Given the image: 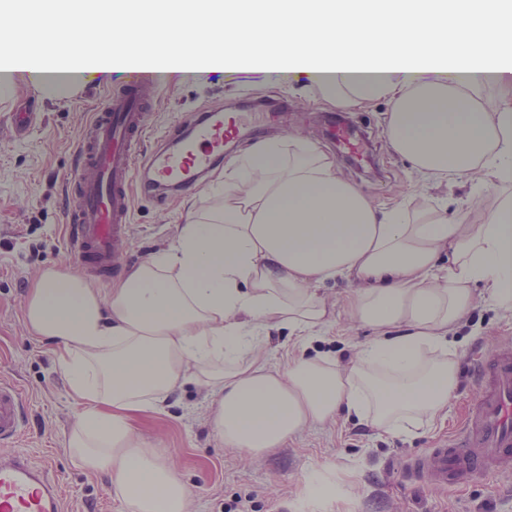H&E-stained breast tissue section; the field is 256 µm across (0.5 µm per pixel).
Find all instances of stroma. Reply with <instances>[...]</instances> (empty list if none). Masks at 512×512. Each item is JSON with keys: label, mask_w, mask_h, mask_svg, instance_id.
<instances>
[{"label": "stroma", "mask_w": 512, "mask_h": 512, "mask_svg": "<svg viewBox=\"0 0 512 512\" xmlns=\"http://www.w3.org/2000/svg\"><path fill=\"white\" fill-rule=\"evenodd\" d=\"M130 79L112 74L75 93L52 94L17 75L0 92V379L21 385L27 423L15 447L38 460L50 457L52 475L64 496L63 512H125L107 476L82 470L66 448V436L79 407L56 369L53 346L35 337L23 321L29 288L45 269L63 266L77 275L84 267L67 249L66 181L76 164L79 133L101 110L111 89ZM33 102L43 119L26 136H15L10 114ZM285 106L288 121L265 131L268 106ZM222 107L244 115L246 132L236 141L244 150L256 138L301 137L335 152L339 173L383 206L422 204L430 200L456 210L461 189L436 185L419 177L412 164L395 155L384 133L390 110L378 100L346 115L373 142V165L359 166L339 154L324 135L335 101L308 78L270 74L242 63L215 67L197 76L161 87L149 115L151 138L190 128L198 113ZM224 197V171L188 192L162 198L137 196L129 237L112 265L110 276H92L110 288L125 270L165 248L189 214L214 209ZM347 283H328L321 293L332 306L333 325L308 344L311 352L347 362L368 342L367 328L350 324L342 306ZM494 348L512 350V313L476 302L457 333L458 384L448 413L417 436L381 434L369 425L339 415L336 421L312 428L281 447L253 456L224 447L212 434L206 385L191 382L167 401L162 412H145L134 420L140 437L160 448L178 467L193 491L194 512H512V467L466 486L438 487L427 474L409 479L408 461L443 439H454L471 409L476 358ZM340 485L344 507L317 499L306 487Z\"/></svg>", "instance_id": "35a3bbf8"}]
</instances>
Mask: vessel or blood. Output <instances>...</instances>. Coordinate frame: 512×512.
Segmentation results:
<instances>
[{"mask_svg": "<svg viewBox=\"0 0 512 512\" xmlns=\"http://www.w3.org/2000/svg\"><path fill=\"white\" fill-rule=\"evenodd\" d=\"M164 75L133 72L125 88L110 92L106 106L85 125L77 165L69 178L68 246L82 264L112 268L128 235L132 188L188 190L204 183L224 157L225 144L240 134L241 117L217 109L203 113L183 145L173 136L147 157L137 150L148 128V101ZM337 145L352 159L370 155L368 142L345 125L331 127ZM476 392L465 433L454 445L439 443L415 456L409 475L427 474L434 485L456 486L512 464V350L487 354L475 367ZM25 425L23 396L15 383L0 382V512H62V489L12 445Z\"/></svg>", "mask_w": 512, "mask_h": 512, "instance_id": "1", "label": "vessel or blood"}]
</instances>
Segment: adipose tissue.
Masks as SVG:
<instances>
[{
	"mask_svg": "<svg viewBox=\"0 0 512 512\" xmlns=\"http://www.w3.org/2000/svg\"><path fill=\"white\" fill-rule=\"evenodd\" d=\"M65 43L52 55L0 53L14 73L97 78L122 53L88 57L72 38L88 18H175L170 69L234 62L257 42L271 71L317 78L338 107L390 106L393 152L430 179L480 174L490 212L453 218L435 203L375 206L323 148L298 138L255 142L224 168V204L189 217L173 242L102 290L60 267L23 305L27 328L56 347L80 407L66 438L78 464L106 475L126 512H191L193 493L131 420L161 411L190 381L211 391L210 427L226 447L261 455L344 413L412 436L445 411L458 382L452 338L474 285L512 311V0H54ZM224 31H197L200 16ZM199 32L225 40L201 56ZM351 284L346 313L370 342L345 365L308 351L330 324L319 287ZM300 341L283 362L268 331Z\"/></svg>",
	"mask_w": 512,
	"mask_h": 512,
	"instance_id": "obj_1",
	"label": "adipose tissue"
}]
</instances>
